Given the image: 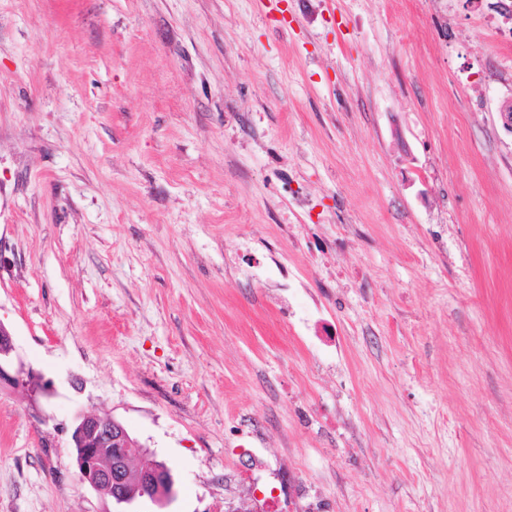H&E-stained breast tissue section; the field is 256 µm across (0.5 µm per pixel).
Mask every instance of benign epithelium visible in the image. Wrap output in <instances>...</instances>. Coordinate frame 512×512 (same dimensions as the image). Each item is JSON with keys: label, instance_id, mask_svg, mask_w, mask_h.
<instances>
[{"label": "benign epithelium", "instance_id": "obj_1", "mask_svg": "<svg viewBox=\"0 0 512 512\" xmlns=\"http://www.w3.org/2000/svg\"><path fill=\"white\" fill-rule=\"evenodd\" d=\"M13 352L11 333L0 323V384L22 382L20 373L11 372ZM71 445L80 481L115 503L130 504L147 497L163 506L171 499L173 479L162 463L140 470L136 489H131L132 464L144 446L119 420L95 412L79 414L71 430Z\"/></svg>", "mask_w": 512, "mask_h": 512}]
</instances>
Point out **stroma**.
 Returning <instances> with one entry per match:
<instances>
[{
	"label": "stroma",
	"mask_w": 512,
	"mask_h": 512,
	"mask_svg": "<svg viewBox=\"0 0 512 512\" xmlns=\"http://www.w3.org/2000/svg\"><path fill=\"white\" fill-rule=\"evenodd\" d=\"M281 6L0 0V512H512V0ZM11 336L10 331L0 323V385L2 383L19 385L23 381L20 371L11 372L12 354L14 352ZM71 445L80 481L116 504L148 497L164 506L171 499L173 479L162 463L140 470L136 489L131 490L132 464L145 447L114 417L95 412L79 414L71 430Z\"/></svg>",
	"instance_id": "stroma-1"
}]
</instances>
